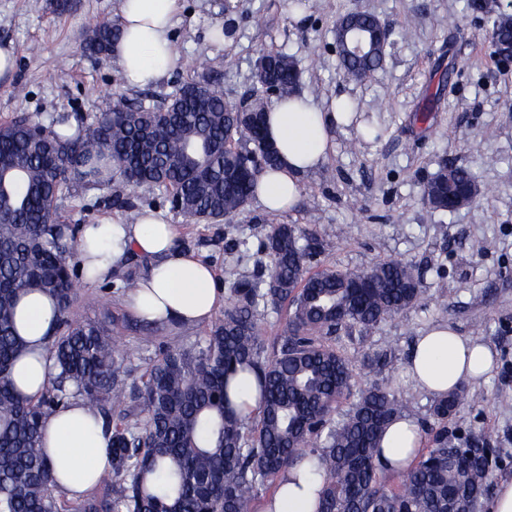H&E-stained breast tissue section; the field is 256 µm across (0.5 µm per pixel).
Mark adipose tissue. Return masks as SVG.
I'll use <instances>...</instances> for the list:
<instances>
[{
	"mask_svg": "<svg viewBox=\"0 0 512 512\" xmlns=\"http://www.w3.org/2000/svg\"><path fill=\"white\" fill-rule=\"evenodd\" d=\"M178 0H121L122 38L113 51L127 84L144 86L160 80L174 66L172 27ZM338 100L318 107L306 96L275 101L265 118V132L277 149V167L265 170L254 198L267 213L290 210L297 202L302 174L318 168L331 148L334 128L348 121ZM82 248L76 257L90 282L111 280L129 258L147 260L138 288L126 297L130 310L149 322L204 323L224 303L210 264L176 244L177 228L158 210H144L134 220L116 219L80 227ZM58 311L54 299L36 290L25 292L18 303L16 333L22 351L11 378L23 396L38 399L48 388L53 364L49 343ZM494 351L455 327L439 323L418 336L408 358V373L423 391L440 397L473 382L493 368ZM111 434L102 426L95 408L74 400L45 422L42 446L53 467L57 488L77 498L94 487L112 468L108 452ZM421 448L414 418H401L388 428L378 459L388 471L407 467ZM320 479L309 465L288 470L261 512H317Z\"/></svg>",
	"mask_w": 512,
	"mask_h": 512,
	"instance_id": "1",
	"label": "adipose tissue"
}]
</instances>
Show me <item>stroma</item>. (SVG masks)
Returning <instances> with one entry per match:
<instances>
[{"label":"stroma","instance_id":"stroma-1","mask_svg":"<svg viewBox=\"0 0 512 512\" xmlns=\"http://www.w3.org/2000/svg\"><path fill=\"white\" fill-rule=\"evenodd\" d=\"M391 31L383 64L361 79L338 66L335 20L353 2ZM120 0H0V46L15 55L12 75L0 80V125L26 113L48 127L75 115L91 120L118 100L159 105L209 68L226 100L240 101L254 85L260 52L285 53L300 72L299 93L319 105L344 96L356 123L338 127L322 166L303 177L289 211L269 214L257 202L233 219L194 223L141 186L134 194L155 200L178 227L179 244L212 264L222 286L260 274L261 245L275 224H296L314 243L310 272L356 269L384 259L413 264L426 290L421 305L367 333L341 331L326 342L352 366L358 384L404 388L413 416H429L432 396L415 388L407 359L417 336L446 322L497 353L487 380L468 385L470 404L450 420L462 434L483 435L500 458L493 481L512 478V67L493 57L474 29H491L493 16L468 0H306L295 21L288 0H179L173 46L180 63L157 84L121 83L110 60L86 53L82 41L95 22L118 21ZM223 25L224 40L212 31ZM429 122L417 118L430 97ZM469 167L481 187L470 206L435 212L422 201L438 161ZM108 188L74 182L57 203L64 224L115 217L105 206ZM72 317L110 326L116 354L130 381L168 346L196 348L208 325L148 324L125 306L120 280L78 281ZM390 352L380 373L363 369L365 355Z\"/></svg>","mask_w":512,"mask_h":512}]
</instances>
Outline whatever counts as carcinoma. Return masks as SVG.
Masks as SVG:
<instances>
[{
    "label": "carcinoma",
    "instance_id": "obj_1",
    "mask_svg": "<svg viewBox=\"0 0 512 512\" xmlns=\"http://www.w3.org/2000/svg\"><path fill=\"white\" fill-rule=\"evenodd\" d=\"M353 28L347 40L370 35L376 17L355 6L339 16ZM491 32L512 39V14L501 13ZM119 25L100 21L83 42L105 60ZM280 97L299 80L285 53L263 52ZM357 79L374 60L339 58ZM209 86L204 96L180 87L159 107L119 104L72 135L19 117L0 126V512H256L259 493L304 459L322 478L319 512H475L490 488L486 441L455 444L448 419L468 403L465 388L433 400V423L422 426L431 448L400 483L386 486L376 456L388 424L412 416V396L372 382L352 395L349 363L317 339L347 330L368 331L424 298L415 267L384 260L368 268L306 272L312 247L300 244L295 224H274L264 249L269 262L254 281L232 283L224 314L198 350H165L142 376V408L118 419L106 409L124 402L126 368L114 355L111 330L69 316L78 268V225L57 220V202L71 183L90 174L112 190L108 202L135 211L137 186L166 194L192 221L229 220L245 210L255 182L236 181L232 162L263 151L239 112ZM234 148H224V141ZM478 187L464 166L439 165L423 187L424 204L449 212L448 189ZM50 292L59 309L50 344L56 374L37 399L18 395L10 368L19 351L15 308L24 289ZM286 307L280 347L267 352L257 306ZM250 369L264 378L259 415L239 418L227 407L226 378ZM82 400L112 432V471L104 496L70 504L54 493L50 463L40 447L45 420Z\"/></svg>",
    "mask_w": 512,
    "mask_h": 512
}]
</instances>
